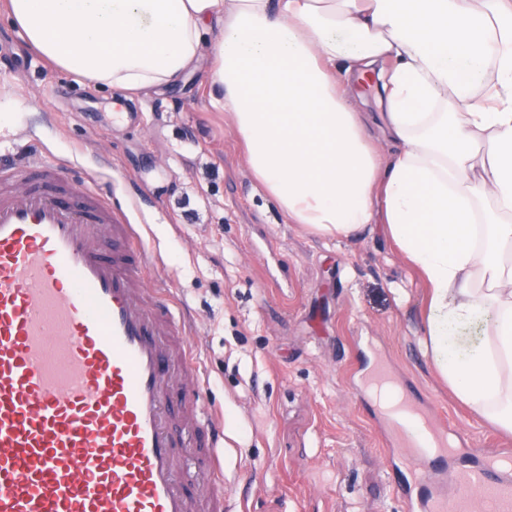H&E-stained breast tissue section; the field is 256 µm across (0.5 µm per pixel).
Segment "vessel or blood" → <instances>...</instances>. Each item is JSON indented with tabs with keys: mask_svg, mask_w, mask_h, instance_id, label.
<instances>
[{
	"mask_svg": "<svg viewBox=\"0 0 512 512\" xmlns=\"http://www.w3.org/2000/svg\"><path fill=\"white\" fill-rule=\"evenodd\" d=\"M139 225L95 181L18 153L0 167V512H193L176 465L186 430L224 512V418L166 283L146 284ZM188 378L175 387L170 364ZM190 403L180 414L175 399ZM395 450L451 459L464 450L432 410ZM406 498L408 512H512V465L493 455Z\"/></svg>",
	"mask_w": 512,
	"mask_h": 512,
	"instance_id": "b4317fda",
	"label": "vessel or blood"
}]
</instances>
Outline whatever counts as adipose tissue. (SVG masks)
<instances>
[{
	"label": "adipose tissue",
	"mask_w": 512,
	"mask_h": 512,
	"mask_svg": "<svg viewBox=\"0 0 512 512\" xmlns=\"http://www.w3.org/2000/svg\"><path fill=\"white\" fill-rule=\"evenodd\" d=\"M57 71L129 92L210 79L289 223H374L421 274V346L473 414L512 434V0H6ZM375 75L379 113L341 79ZM380 128L393 151L382 159Z\"/></svg>",
	"instance_id": "ef3b65f1"
}]
</instances>
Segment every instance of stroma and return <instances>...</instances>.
<instances>
[{
    "instance_id": "35a3bbf8",
    "label": "stroma",
    "mask_w": 512,
    "mask_h": 512,
    "mask_svg": "<svg viewBox=\"0 0 512 512\" xmlns=\"http://www.w3.org/2000/svg\"><path fill=\"white\" fill-rule=\"evenodd\" d=\"M4 2L0 163L28 149L77 160L140 224L155 256L147 281L193 313L210 404L224 416L232 512H403L401 487L433 470L385 452V420L363 388L380 355L467 447L512 449V434L433 373L420 344L427 289L381 225L322 238L267 197L213 102L209 51L176 84L122 99L53 70Z\"/></svg>"
}]
</instances>
